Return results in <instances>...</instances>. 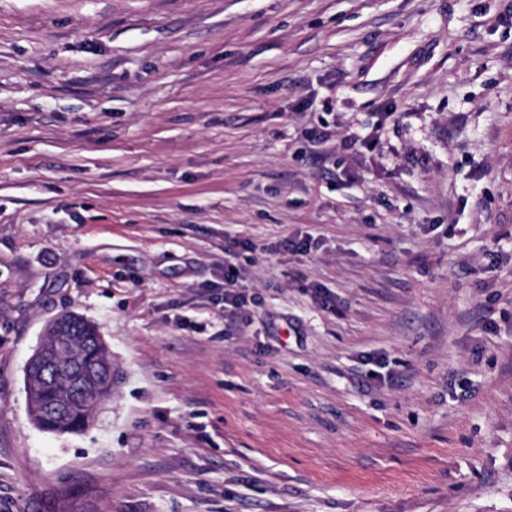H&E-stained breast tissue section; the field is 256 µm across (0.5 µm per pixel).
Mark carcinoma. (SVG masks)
I'll return each instance as SVG.
<instances>
[{
    "instance_id": "carcinoma-1",
    "label": "carcinoma",
    "mask_w": 512,
    "mask_h": 512,
    "mask_svg": "<svg viewBox=\"0 0 512 512\" xmlns=\"http://www.w3.org/2000/svg\"><path fill=\"white\" fill-rule=\"evenodd\" d=\"M67 317L78 330L72 344L73 357L87 365L111 360L107 346L100 336L98 327L76 313ZM24 389L28 399V408L33 422L42 430L55 433H78L90 423L98 405L112 395V380L99 381L97 387L74 399L65 417H57L50 406L70 387V379L58 376L48 383L40 381L38 372L32 368L24 369Z\"/></svg>"
}]
</instances>
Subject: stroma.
<instances>
[{
  "instance_id": "obj_1",
  "label": "stroma",
  "mask_w": 512,
  "mask_h": 512,
  "mask_svg": "<svg viewBox=\"0 0 512 512\" xmlns=\"http://www.w3.org/2000/svg\"><path fill=\"white\" fill-rule=\"evenodd\" d=\"M0 512H512V0H0ZM78 330L72 344V355L80 363L94 365L88 370L74 377V384L68 395L54 402L70 387V379L61 375L48 383H41L38 372L25 367L23 384L28 399V408L33 422L43 431L55 434L78 433L83 431L90 423L98 405L112 395V378L99 381L97 387L89 390L84 395L74 397L96 385L97 381L104 377H110L112 373V359L107 346L100 336L98 327L76 313L66 314ZM109 361L111 364H99ZM71 402V404H70ZM63 415L70 404L64 418ZM29 366L41 370L46 379H49L48 372L69 368L74 360L64 345L45 347L29 360Z\"/></svg>"
}]
</instances>
